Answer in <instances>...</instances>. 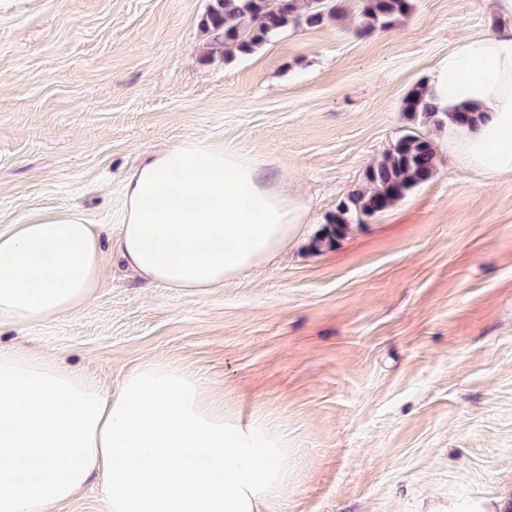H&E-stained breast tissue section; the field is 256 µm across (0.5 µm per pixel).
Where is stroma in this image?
<instances>
[{
  "label": "stroma",
  "mask_w": 512,
  "mask_h": 512,
  "mask_svg": "<svg viewBox=\"0 0 512 512\" xmlns=\"http://www.w3.org/2000/svg\"><path fill=\"white\" fill-rule=\"evenodd\" d=\"M360 33L362 0L232 60L210 0H14L0 12V231L74 208L104 240L145 152L200 138L257 157L305 202L307 236L203 293L110 261L93 301L0 344L107 386L155 358L288 445L277 512H456L512 495V176L449 162L315 253L310 234L408 129L432 63L512 19L491 0H414Z\"/></svg>",
  "instance_id": "obj_1"
}]
</instances>
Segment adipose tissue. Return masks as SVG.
Segmentation results:
<instances>
[{"label":"adipose tissue","mask_w":512,"mask_h":512,"mask_svg":"<svg viewBox=\"0 0 512 512\" xmlns=\"http://www.w3.org/2000/svg\"><path fill=\"white\" fill-rule=\"evenodd\" d=\"M450 161L512 174V27L463 40L431 67ZM480 118L458 125L454 113ZM116 250L145 282L184 292L273 263L297 234L301 198L259 162L205 140L151 153L125 185ZM106 251L76 210L0 232V321L77 312ZM288 446L257 414L225 409L195 373L149 360L116 390L26 348L0 346V512H57L89 479L105 512H272Z\"/></svg>","instance_id":"adipose-tissue-1"}]
</instances>
